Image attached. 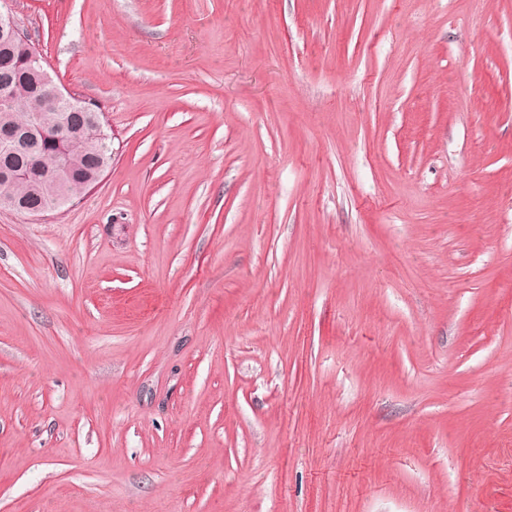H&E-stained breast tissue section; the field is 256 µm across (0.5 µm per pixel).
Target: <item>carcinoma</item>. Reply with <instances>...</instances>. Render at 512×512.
<instances>
[{"instance_id": "carcinoma-1", "label": "carcinoma", "mask_w": 512, "mask_h": 512, "mask_svg": "<svg viewBox=\"0 0 512 512\" xmlns=\"http://www.w3.org/2000/svg\"><path fill=\"white\" fill-rule=\"evenodd\" d=\"M7 81L11 88L10 100L0 101V127L12 126L26 134L29 127V114L38 115V126L46 132L57 128L62 109L48 99L46 89L39 77L27 70L16 71L12 66L0 63V82ZM94 111L69 112V129L63 142L64 152L70 162V175L66 181L67 194L73 198L86 191L87 179L95 169L112 164L110 139L91 140L87 128ZM0 200L7 198L20 208L40 207L52 209L64 201V198L50 191V185L56 174L53 165L37 166L32 158L23 155H0Z\"/></svg>"}]
</instances>
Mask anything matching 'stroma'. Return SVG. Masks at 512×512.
<instances>
[{
    "label": "stroma",
    "mask_w": 512,
    "mask_h": 512,
    "mask_svg": "<svg viewBox=\"0 0 512 512\" xmlns=\"http://www.w3.org/2000/svg\"><path fill=\"white\" fill-rule=\"evenodd\" d=\"M112 164L0 209V512H512V0H16Z\"/></svg>",
    "instance_id": "obj_1"
}]
</instances>
